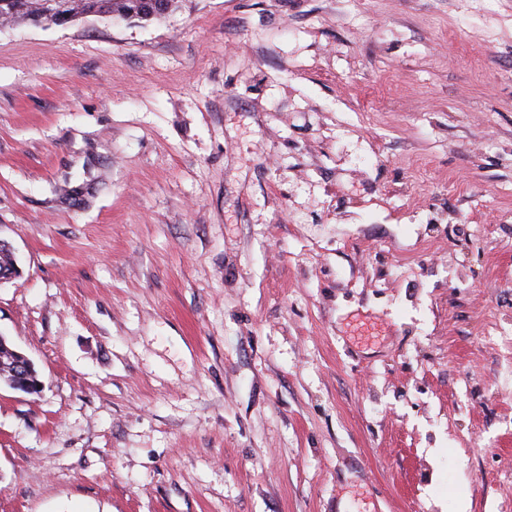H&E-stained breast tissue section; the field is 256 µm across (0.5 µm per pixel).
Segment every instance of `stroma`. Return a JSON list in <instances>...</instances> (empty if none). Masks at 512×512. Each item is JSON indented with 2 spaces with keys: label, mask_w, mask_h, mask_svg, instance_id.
Here are the masks:
<instances>
[{
  "label": "stroma",
  "mask_w": 512,
  "mask_h": 512,
  "mask_svg": "<svg viewBox=\"0 0 512 512\" xmlns=\"http://www.w3.org/2000/svg\"><path fill=\"white\" fill-rule=\"evenodd\" d=\"M0 512H512V0L0 26Z\"/></svg>",
  "instance_id": "35a3bbf8"
}]
</instances>
